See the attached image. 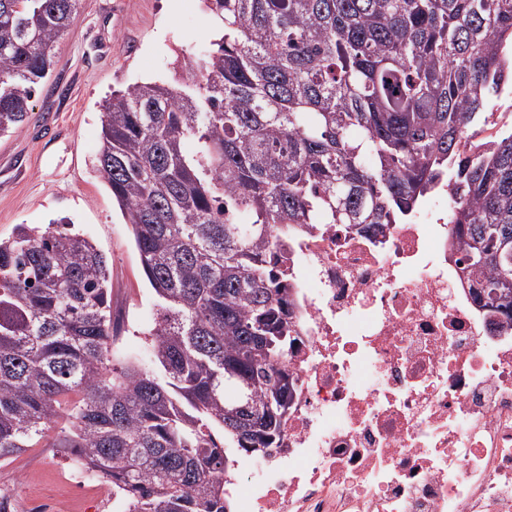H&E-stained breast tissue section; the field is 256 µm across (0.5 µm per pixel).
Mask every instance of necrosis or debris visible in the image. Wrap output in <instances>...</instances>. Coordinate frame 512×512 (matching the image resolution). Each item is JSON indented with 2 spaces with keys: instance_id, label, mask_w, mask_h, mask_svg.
<instances>
[{
  "instance_id": "4bbe7bcc",
  "label": "necrosis or debris",
  "mask_w": 512,
  "mask_h": 512,
  "mask_svg": "<svg viewBox=\"0 0 512 512\" xmlns=\"http://www.w3.org/2000/svg\"><path fill=\"white\" fill-rule=\"evenodd\" d=\"M448 194L290 240L294 397L276 448L225 479L233 512H512V320L460 264ZM69 482L35 512L112 492L76 466Z\"/></svg>"
}]
</instances>
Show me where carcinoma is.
<instances>
[{"label": "carcinoma", "mask_w": 512, "mask_h": 512, "mask_svg": "<svg viewBox=\"0 0 512 512\" xmlns=\"http://www.w3.org/2000/svg\"><path fill=\"white\" fill-rule=\"evenodd\" d=\"M224 34L102 104L96 169L158 307L149 368L114 346L106 257L0 239V460L63 448L116 512H230L233 452L288 413L283 224H397L455 169L449 223L512 317V132L467 156L512 44V0H205ZM79 0H0V136L21 131Z\"/></svg>", "instance_id": "carcinoma-1"}]
</instances>
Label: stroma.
Returning <instances> with one entry per match:
<instances>
[{
  "instance_id": "obj_1",
  "label": "stroma",
  "mask_w": 512,
  "mask_h": 512,
  "mask_svg": "<svg viewBox=\"0 0 512 512\" xmlns=\"http://www.w3.org/2000/svg\"><path fill=\"white\" fill-rule=\"evenodd\" d=\"M211 19L202 0H80L22 133L0 137V238L20 224L63 220L93 241L108 259L112 309L133 354L143 352L156 308L131 227L94 166L100 105L128 84L172 80L177 56L202 57L215 39ZM69 466L53 449H26L0 462V494L11 496V512H27L34 498H65Z\"/></svg>"
}]
</instances>
